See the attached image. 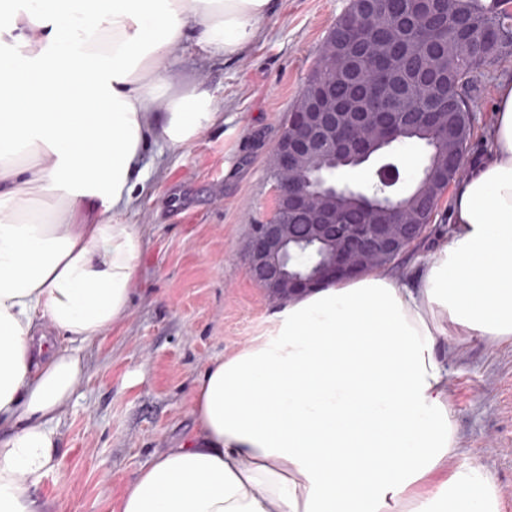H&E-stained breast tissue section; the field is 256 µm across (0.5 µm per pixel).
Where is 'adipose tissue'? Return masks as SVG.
Here are the masks:
<instances>
[{
	"instance_id": "ef3b65f1",
	"label": "adipose tissue",
	"mask_w": 512,
	"mask_h": 512,
	"mask_svg": "<svg viewBox=\"0 0 512 512\" xmlns=\"http://www.w3.org/2000/svg\"><path fill=\"white\" fill-rule=\"evenodd\" d=\"M277 0H23L0 50V512H52L58 422L85 344L127 316L149 178L144 149L214 122L203 81L173 90L187 44L236 57ZM490 147L454 184L449 232L418 279L378 268L290 298L274 330L209 363L196 426L113 512H499L492 474L457 463L452 336L512 341V84ZM61 198L54 221L32 208Z\"/></svg>"
}]
</instances>
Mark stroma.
Wrapping results in <instances>:
<instances>
[{
    "label": "stroma",
    "instance_id": "obj_1",
    "mask_svg": "<svg viewBox=\"0 0 512 512\" xmlns=\"http://www.w3.org/2000/svg\"><path fill=\"white\" fill-rule=\"evenodd\" d=\"M350 0H278L259 38L235 58L178 50L174 88L204 80L218 116L189 146L150 143V178L125 216L141 235L127 318L83 349L87 372L58 430L60 466L37 493L55 512H112L124 486L155 454L194 429L191 393L203 369L273 329L275 307L249 276L242 244L273 212L270 161L288 111ZM512 55L471 85L474 131L466 162L483 159L485 132ZM444 193L424 235L392 265L414 278L451 222ZM448 402L458 459L492 473L501 508L512 506V342L448 341Z\"/></svg>",
    "mask_w": 512,
    "mask_h": 512
}]
</instances>
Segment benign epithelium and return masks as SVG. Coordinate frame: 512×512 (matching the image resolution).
Returning a JSON list of instances; mask_svg holds the SVG:
<instances>
[{"label":"benign epithelium","instance_id":"7a95c632","mask_svg":"<svg viewBox=\"0 0 512 512\" xmlns=\"http://www.w3.org/2000/svg\"><path fill=\"white\" fill-rule=\"evenodd\" d=\"M398 121L368 112H338L336 101L323 96L311 102L276 144L273 167L276 180L274 209L280 219L255 224L244 244L252 280L274 302L316 288L326 281L361 275L389 260L404 245L418 240L423 225L401 210L390 211L386 224H339L336 212L322 208L317 200L341 191L371 195L385 204L392 199L387 183L372 189L358 182H342L340 166L358 151L359 138L370 135L382 155L395 143L391 133ZM320 159L315 185L287 175L303 157ZM296 208L307 210L308 234L295 235L286 215Z\"/></svg>","mask_w":512,"mask_h":512}]
</instances>
